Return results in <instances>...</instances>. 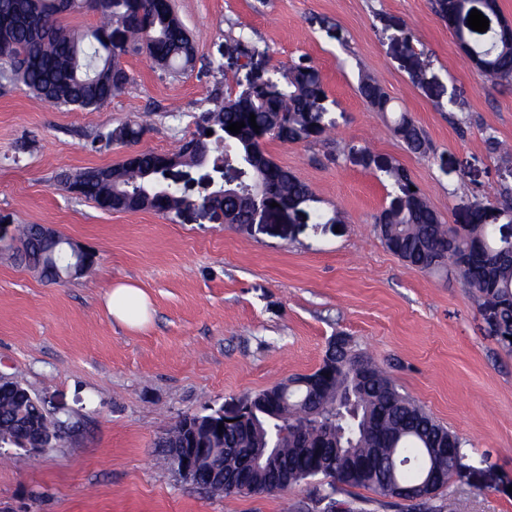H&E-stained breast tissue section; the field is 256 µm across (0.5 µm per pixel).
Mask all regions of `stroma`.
I'll return each mask as SVG.
<instances>
[{
	"instance_id": "stroma-1",
	"label": "stroma",
	"mask_w": 512,
	"mask_h": 512,
	"mask_svg": "<svg viewBox=\"0 0 512 512\" xmlns=\"http://www.w3.org/2000/svg\"><path fill=\"white\" fill-rule=\"evenodd\" d=\"M196 49L191 70L146 54L95 111L55 107L24 86L0 89V375L64 406L57 448L0 449V512H307L319 480L281 493L202 492L156 442L183 415L224 407L309 374L329 340L349 336L440 424L467 442L445 490L456 512H512V350L489 333L454 272H422L376 229L398 190L348 147L400 163L448 224L512 191V82L465 60L433 0H171ZM258 47L253 60L240 45ZM316 68L336 126L325 142L268 138L266 152L313 202L245 229L190 210L105 211L56 176L175 152L214 92L235 96L254 71ZM372 74L423 130L409 151L357 92ZM142 127L135 142L108 130ZM49 224L96 256L91 275L49 283L14 257L17 228ZM132 282L152 317L112 318L107 294Z\"/></svg>"
}]
</instances>
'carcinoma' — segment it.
<instances>
[{
  "label": "carcinoma",
  "mask_w": 512,
  "mask_h": 512,
  "mask_svg": "<svg viewBox=\"0 0 512 512\" xmlns=\"http://www.w3.org/2000/svg\"><path fill=\"white\" fill-rule=\"evenodd\" d=\"M102 15L100 25L83 32L61 25L63 15L81 10ZM129 51L142 52L157 64L175 71L191 68L194 43L175 14L170 0H0V87L22 84L41 101L56 106L96 110L121 94L130 76L120 58ZM482 58L481 74L492 83L512 82V41L497 40L489 52L479 45L466 54ZM270 76L257 78L253 90L231 98L219 94L206 99V130L213 132L215 147L192 137L169 157L192 168L197 147L210 152V174L224 175V156L250 158L254 178L273 189L280 202L298 209L312 201L307 184L257 150L245 130L227 127L255 115L259 130L283 142L320 141L334 122L327 119L326 94L313 67L303 62L280 73L277 95L267 97L263 86ZM359 95L379 112L391 110L390 98L378 81L361 78ZM407 149L421 153L426 140L420 127L402 113L391 124ZM377 171L397 186L398 201L378 217L386 247L420 271L454 267L466 287L473 290L480 314H491L503 333L512 336V242L501 225L488 221L490 208L476 207L468 224L450 226L420 196L405 200L412 185L406 169L397 162L364 148ZM163 155L141 152L138 165L124 168L118 190H113L112 168H92L74 175L77 193L106 211L150 210L179 214L185 192L172 186L164 194L150 183L165 182ZM67 173L58 179L72 188ZM220 209L235 224L250 218V200L227 195ZM19 262L40 271L56 283L69 276L67 258L43 241L38 225L20 226ZM250 407L233 426L218 429L220 409L183 415L162 434L158 446L177 448L192 458L206 476L222 483L212 493L246 496L285 492L320 476L322 498L339 493L341 486L365 488L383 498L399 499L401 491L426 497L416 502L417 512H454V502L432 505L447 486L453 461L464 441L438 423L424 408L402 393L366 353L343 338L331 340L322 364L310 374L248 397ZM67 424L49 416L44 401L31 395L16 378L0 385V447L29 445L52 449L66 434ZM270 451L276 471L251 468L254 455Z\"/></svg>",
  "instance_id": "obj_1"
}]
</instances>
